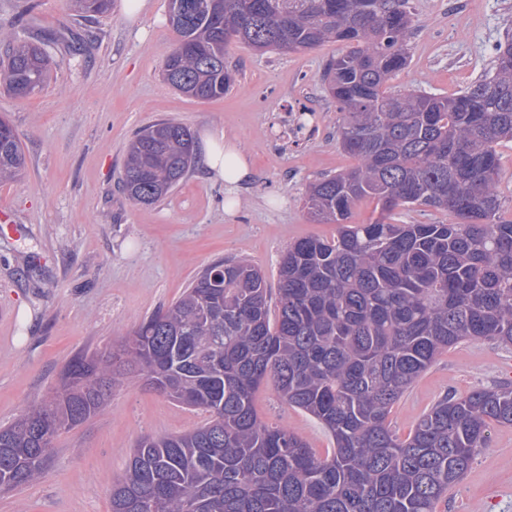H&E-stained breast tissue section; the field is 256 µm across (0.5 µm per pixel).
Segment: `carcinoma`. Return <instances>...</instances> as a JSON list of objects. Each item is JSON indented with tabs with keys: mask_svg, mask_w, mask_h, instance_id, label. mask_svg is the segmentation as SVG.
Instances as JSON below:
<instances>
[{
	"mask_svg": "<svg viewBox=\"0 0 512 512\" xmlns=\"http://www.w3.org/2000/svg\"><path fill=\"white\" fill-rule=\"evenodd\" d=\"M74 2L92 16L107 13L111 0ZM167 2L178 41L162 75L198 100L232 87L224 61L232 40L291 53L345 46L324 80L343 114L340 147L356 164L303 197L314 220L337 225L336 235L288 246L274 299L257 266L217 260L108 352L75 355L53 399L0 427V492L39 480L53 438L137 378L207 418L137 440L112 481V512H439L491 427L512 426V383L444 396L404 439L389 415L448 348L471 340L512 346V206L497 187V147L512 142V41L495 49L491 74L459 93L399 92L387 83L409 63L410 0ZM0 45L6 92L42 91L49 42L0 30ZM194 147L182 123L140 129L122 170L127 197L164 199L194 164ZM25 167L16 131L1 119L0 181ZM366 199L379 216L348 223ZM409 207L456 222L398 223L394 211ZM268 384L323 425L331 454L261 419L255 393Z\"/></svg>",
	"mask_w": 512,
	"mask_h": 512,
	"instance_id": "1",
	"label": "carcinoma"
}]
</instances>
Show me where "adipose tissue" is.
<instances>
[{
  "label": "adipose tissue",
  "mask_w": 512,
  "mask_h": 512,
  "mask_svg": "<svg viewBox=\"0 0 512 512\" xmlns=\"http://www.w3.org/2000/svg\"><path fill=\"white\" fill-rule=\"evenodd\" d=\"M200 156L204 168L213 180L223 182L226 193L225 211H232L239 204L237 190L252 173L249 157L241 151L236 139L215 137L203 133L199 138Z\"/></svg>",
  "instance_id": "ef3b65f1"
}]
</instances>
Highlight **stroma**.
Here are the masks:
<instances>
[{
	"mask_svg": "<svg viewBox=\"0 0 512 512\" xmlns=\"http://www.w3.org/2000/svg\"><path fill=\"white\" fill-rule=\"evenodd\" d=\"M123 0L83 18L72 0H0V26L30 40L56 34L51 78L18 99L0 90V116L14 127L26 171L0 182V426L12 423L55 386L80 350L100 353L145 318L175 301L219 258L246 259L277 288L290 243L332 237L301 202L311 183L352 165L340 147L341 115L322 81L336 42L304 52L260 53L230 42L225 60L235 81L224 97L197 101L165 83L161 70L177 36L167 0H152L137 21ZM416 29L410 62L391 90L450 95L492 67L496 44L512 38V0H411ZM302 133L270 137L268 125L294 123ZM171 119L193 136L210 130L237 137L252 161L240 205L224 211V185L193 165L160 202L142 206L117 189L127 145L148 124ZM512 381V349L467 341L443 351L394 405L389 421L406 436L431 406ZM261 418L283 425L318 454L333 441L311 416L280 402L272 387L255 396ZM205 419L142 384L113 391L106 407L52 441L34 484L0 493V512H111L113 477L138 437L193 429ZM440 512H512V426L491 431L465 478Z\"/></svg>",
	"mask_w": 512,
	"mask_h": 512,
	"instance_id": "obj_1",
	"label": "stroma"
}]
</instances>
